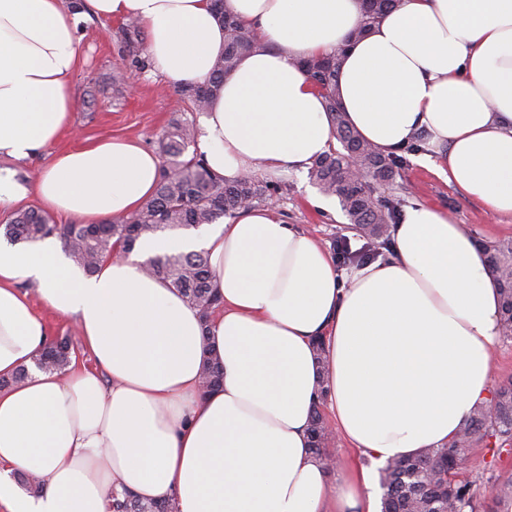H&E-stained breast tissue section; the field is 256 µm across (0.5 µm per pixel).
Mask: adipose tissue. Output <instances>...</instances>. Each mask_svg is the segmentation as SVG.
<instances>
[{"mask_svg":"<svg viewBox=\"0 0 512 512\" xmlns=\"http://www.w3.org/2000/svg\"><path fill=\"white\" fill-rule=\"evenodd\" d=\"M138 20L153 68L204 82L224 52L210 0H87ZM261 45L225 78L196 142L209 169L302 174L336 148L325 99L302 60L344 49L336 98L383 154L414 163L493 214L512 216V0H401L364 36L363 0H224ZM81 13L60 0H0V209L33 198L95 224L136 211L161 160L131 139L53 156L37 180L15 164L71 129ZM389 251L339 267L273 207L200 238L145 235L134 257L85 273L55 237L0 245V512H108L111 490L177 512H381L377 466L448 446L493 393L498 287L483 250L447 210L414 203ZM205 251L221 307L197 308L142 258ZM74 320L97 367L34 368L44 320L21 283ZM224 365L206 392L204 352ZM361 458L330 469L309 445L315 402ZM37 476L28 495L10 473Z\"/></svg>","mask_w":512,"mask_h":512,"instance_id":"ef3b65f1","label":"adipose tissue"}]
</instances>
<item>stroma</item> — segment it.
<instances>
[{
    "label": "stroma",
    "mask_w": 512,
    "mask_h": 512,
    "mask_svg": "<svg viewBox=\"0 0 512 512\" xmlns=\"http://www.w3.org/2000/svg\"><path fill=\"white\" fill-rule=\"evenodd\" d=\"M120 22L92 14L79 24L82 58L73 77L76 99L73 126L56 142L67 150L104 138H132L144 147L156 149L157 141L169 122L190 113L189 101L177 92L173 82L153 70L132 73L130 91L117 92L112 72L122 63L117 39ZM281 191L272 201L287 223L298 225L336 251L339 242L349 241L352 249L364 243L341 208L322 211L310 199L319 190L309 174H288L279 181ZM382 197L405 207L425 203L448 212L457 223L466 225L481 240L512 239V217L495 216L480 202L463 195L455 186L435 176L427 168L406 162L399 177L380 190ZM512 476V450H497L483 443L469 454L466 477L482 502L485 512H499L492 488Z\"/></svg>",
    "instance_id": "1"
}]
</instances>
